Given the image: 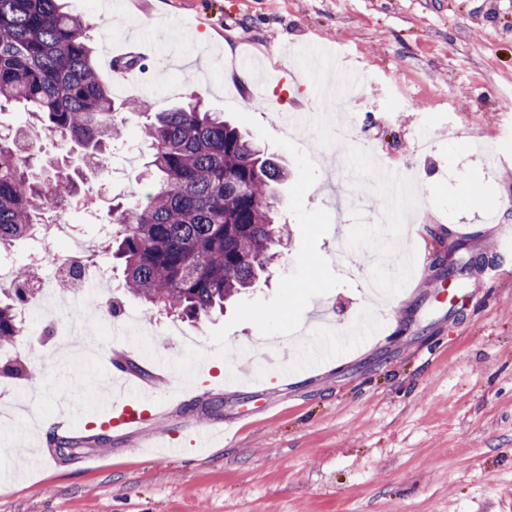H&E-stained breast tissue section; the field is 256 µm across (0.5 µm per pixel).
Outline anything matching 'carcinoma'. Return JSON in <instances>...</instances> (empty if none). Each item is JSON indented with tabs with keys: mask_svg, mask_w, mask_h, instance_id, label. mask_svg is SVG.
<instances>
[{
	"mask_svg": "<svg viewBox=\"0 0 512 512\" xmlns=\"http://www.w3.org/2000/svg\"><path fill=\"white\" fill-rule=\"evenodd\" d=\"M80 16L62 0H0V112L19 106L45 135L103 167L124 140L117 110L144 115L142 137L154 176L144 203L113 208L111 246L123 260V288L166 313L201 320L255 287L286 235L277 224V188L288 171L237 127L196 99L164 112L125 101L115 105L99 79ZM41 148L29 130L0 137V247L32 236L84 192L78 169L53 163L41 175ZM19 287L0 301V348L25 336Z\"/></svg>",
	"mask_w": 512,
	"mask_h": 512,
	"instance_id": "obj_1",
	"label": "carcinoma"
}]
</instances>
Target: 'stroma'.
I'll return each instance as SVG.
<instances>
[{
    "label": "stroma",
    "mask_w": 512,
    "mask_h": 512,
    "mask_svg": "<svg viewBox=\"0 0 512 512\" xmlns=\"http://www.w3.org/2000/svg\"><path fill=\"white\" fill-rule=\"evenodd\" d=\"M87 23L97 73L115 101L159 112L194 98L224 113L288 168L278 189L290 235L265 282L199 323L167 316L122 288L111 251L98 253L138 341L116 347L93 328L105 360L57 361L75 294L30 316L27 337L0 350V387L36 395L53 421L72 408L70 447L46 468L39 425L0 423V512H512V260L495 245L512 209L489 220L462 203L512 200V0H98ZM236 71L225 82V69ZM357 107L321 119L323 93ZM302 109L283 130L275 108ZM355 119L358 145L334 140ZM401 167L419 204L401 224L369 223L389 205L376 161ZM122 157L89 173L93 211L65 218L95 233L115 199L144 197ZM447 255L448 278L433 263ZM469 305H450L449 286ZM370 335L336 344L364 311ZM322 341L320 368L268 382L298 359L284 338ZM126 359L168 415L148 433L180 444L137 451L140 434L97 426L109 360ZM20 362L19 375L4 365ZM190 394L169 401L168 382ZM213 447L192 442L236 416Z\"/></svg>",
    "instance_id": "stroma-1"
}]
</instances>
